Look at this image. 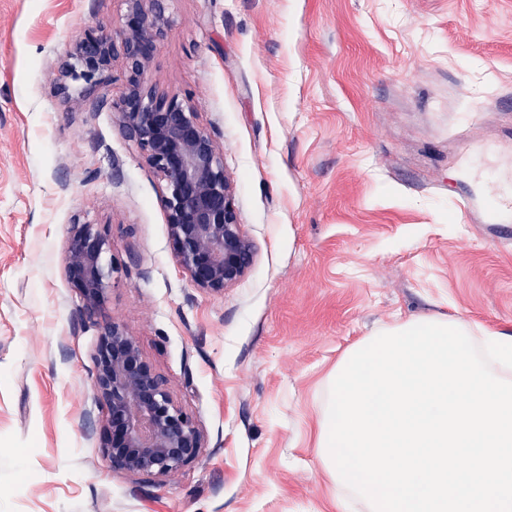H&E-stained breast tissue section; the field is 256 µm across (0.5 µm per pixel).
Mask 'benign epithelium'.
<instances>
[{
  "mask_svg": "<svg viewBox=\"0 0 512 512\" xmlns=\"http://www.w3.org/2000/svg\"><path fill=\"white\" fill-rule=\"evenodd\" d=\"M124 2L119 31L91 27L68 52L59 90L68 97L70 83L84 82L73 99L81 106L112 62L124 60L126 81L115 104L119 129L165 181L160 205L177 265L197 290L222 293L246 276L254 243L240 224L235 190L212 134L189 102L159 95L151 84L150 64L168 26L165 0ZM63 270L81 300L80 318L95 320L118 272L109 230L70 224ZM94 387L104 410L99 445L112 469L165 478L199 457L204 437L196 421L176 405L167 380L121 322L99 324Z\"/></svg>",
  "mask_w": 512,
  "mask_h": 512,
  "instance_id": "7a95c632",
  "label": "benign epithelium"
}]
</instances>
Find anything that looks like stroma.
Returning <instances> with one entry per match:
<instances>
[{
	"instance_id": "obj_1",
	"label": "stroma",
	"mask_w": 512,
	"mask_h": 512,
	"mask_svg": "<svg viewBox=\"0 0 512 512\" xmlns=\"http://www.w3.org/2000/svg\"><path fill=\"white\" fill-rule=\"evenodd\" d=\"M124 0H0V512H367L319 460L329 376L411 318L512 337V0H167L158 93L215 137L256 247L246 277L194 289L163 179L95 103L60 94L83 32ZM121 271L104 305L204 435L152 481L112 470L95 426L99 329L63 272L73 221Z\"/></svg>"
}]
</instances>
